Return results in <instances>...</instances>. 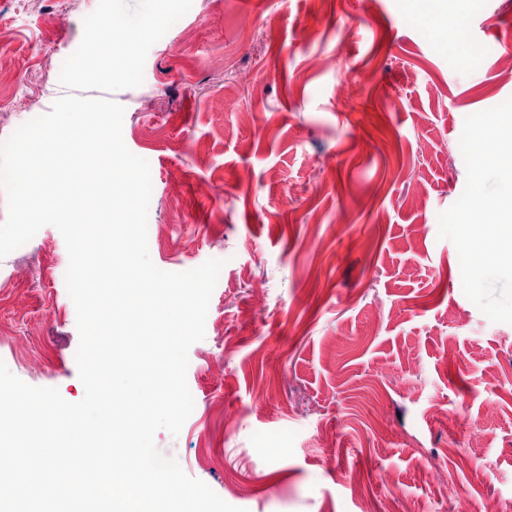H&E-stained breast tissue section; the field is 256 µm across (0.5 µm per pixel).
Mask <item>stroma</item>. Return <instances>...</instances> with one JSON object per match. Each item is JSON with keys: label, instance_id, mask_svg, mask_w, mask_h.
I'll return each mask as SVG.
<instances>
[{"label": "stroma", "instance_id": "stroma-1", "mask_svg": "<svg viewBox=\"0 0 512 512\" xmlns=\"http://www.w3.org/2000/svg\"><path fill=\"white\" fill-rule=\"evenodd\" d=\"M113 16L134 32L109 74L94 59ZM437 23L461 36L443 53ZM501 44L512 0H157L151 17L141 0H0V142L63 96L113 99L150 165L154 264L224 262L189 350L193 411L155 443L228 504L512 512V325L464 295L438 237L466 186L465 118L512 97L484 55ZM67 266L50 225L0 260V360L77 402ZM277 373L286 384L258 399Z\"/></svg>", "mask_w": 512, "mask_h": 512}]
</instances>
